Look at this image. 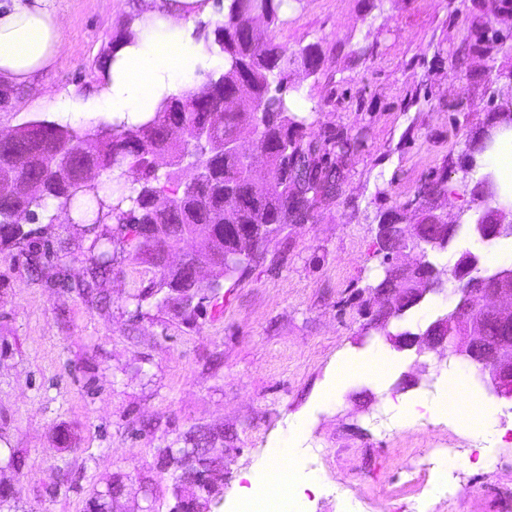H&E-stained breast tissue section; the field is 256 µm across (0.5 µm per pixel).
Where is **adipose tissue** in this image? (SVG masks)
Listing matches in <instances>:
<instances>
[{
  "instance_id": "adipose-tissue-1",
  "label": "adipose tissue",
  "mask_w": 512,
  "mask_h": 512,
  "mask_svg": "<svg viewBox=\"0 0 512 512\" xmlns=\"http://www.w3.org/2000/svg\"><path fill=\"white\" fill-rule=\"evenodd\" d=\"M213 0H155L117 43L104 67L106 86L94 105L112 118L136 123L155 112L159 101L195 85L223 64L208 51L202 23L214 19ZM62 49L61 23L54 0H0V79L30 85ZM473 179L494 172L503 203L512 204V129L493 149L478 153ZM249 490L273 485L298 492L311 481L291 460L278 468L250 473Z\"/></svg>"
}]
</instances>
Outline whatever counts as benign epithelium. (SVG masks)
<instances>
[{"instance_id":"7a95c632","label":"benign epithelium","mask_w":512,"mask_h":512,"mask_svg":"<svg viewBox=\"0 0 512 512\" xmlns=\"http://www.w3.org/2000/svg\"><path fill=\"white\" fill-rule=\"evenodd\" d=\"M456 224H407L400 226V240L407 250L412 244L434 243L449 246L457 236ZM474 232L482 240L512 237L511 224H476ZM480 265L475 253L463 252L452 272L453 278L467 282ZM198 261L183 258L176 268L188 273L192 286L187 295L197 298L202 292L198 276ZM400 275L421 288H379L372 291L373 302L393 317H400L407 308L419 304L429 293L444 291L443 280L429 277L425 263L415 259L397 266ZM461 299L454 313L439 319L417 333L389 337L400 351H448L476 369L481 379L498 398L512 401V267L495 272L491 288H462Z\"/></svg>"}]
</instances>
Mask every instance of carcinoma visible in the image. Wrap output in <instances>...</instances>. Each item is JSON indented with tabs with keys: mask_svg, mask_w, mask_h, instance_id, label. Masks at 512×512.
<instances>
[{
	"mask_svg": "<svg viewBox=\"0 0 512 512\" xmlns=\"http://www.w3.org/2000/svg\"><path fill=\"white\" fill-rule=\"evenodd\" d=\"M286 0H216L224 6V19L215 23L209 48L224 56V70L212 71L202 84L177 96L165 98L155 115L138 125L104 124L84 134L55 121L40 120L37 132L24 123L14 140L0 144L18 157L16 176L38 184L40 192L24 198L0 191V242L19 243L32 231L14 222V212L29 210L33 217L47 211L48 202L73 210L78 222L88 226L116 224L127 242L128 257L158 269L153 288L133 296L136 310L157 297L183 321L196 318L208 301L188 307L181 288L184 273L163 265L172 251H186L196 227L208 229L206 257L215 271V281L242 278L253 265L265 260L267 244L290 224H312L318 209L343 194L345 159L361 142L345 128L313 132L314 122L292 111L288 104V78L304 69L320 70L317 47L307 45L288 51L268 35V27L281 22ZM481 17L475 40L467 50L495 59L507 36L493 25L505 9L499 0L480 4ZM248 100L250 108L240 109ZM481 127L512 125V106L490 103ZM109 136L96 139L101 130ZM207 131L202 140L199 132ZM252 138L264 152L267 173L252 179L238 156L218 151L235 139ZM69 143L67 156L59 158L58 142ZM164 155L172 165L187 158L201 166L204 177L192 184L179 181L176 171L160 177L154 159ZM87 159L98 163L107 179L90 186L76 184L78 167ZM448 160L432 171L417 188L421 224L434 223L432 202L448 195ZM388 224L386 236L377 238L378 252L399 242L392 225L401 223L394 208L379 216ZM112 260L105 254L89 262L81 284L91 296L98 284L112 275ZM378 288H410L412 284L386 265ZM224 438V430H197L190 436L191 449L163 448L156 457L158 467L172 475L173 496L186 512L209 493L201 475L210 460V448ZM121 486L112 482L97 490L88 501V512H112Z\"/></svg>",
	"mask_w": 512,
	"mask_h": 512,
	"instance_id": "obj_1",
	"label": "carcinoma"
}]
</instances>
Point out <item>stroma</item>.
I'll return each mask as SVG.
<instances>
[{
	"mask_svg": "<svg viewBox=\"0 0 512 512\" xmlns=\"http://www.w3.org/2000/svg\"><path fill=\"white\" fill-rule=\"evenodd\" d=\"M146 0H56L63 45L36 84L16 90L0 130L48 119L85 133L102 112L64 114L59 96L83 104L103 83L101 56ZM480 19L479 0H290L272 30L288 50L317 45L318 74L297 71L316 129L344 127L361 146L346 166L344 194L314 223L294 224L267 245L265 261L223 281L213 303L183 322L151 298L132 297L159 279L156 268L123 259L111 226L97 236L50 204L35 238L0 247V448L20 470H0L16 494L0 512H85L93 491L118 476L125 494L112 512L152 504L169 512L173 480L159 449L180 448L201 426L224 429V492L212 512H238L243 473L266 467L289 417L305 431L292 454L312 477L309 512H512V401L481 381L449 394L457 357L395 349L362 314L380 274L381 212L412 199L445 158L460 164L483 118L492 65L512 67V38L496 61L463 54ZM463 224L439 264L452 268L481 210L464 193L440 200ZM118 261L87 300L78 285L98 252ZM427 294L389 330L429 324L458 298L453 281ZM388 330V331H389ZM389 356L381 378L336 369L351 357ZM429 372H421L422 364ZM417 382L400 388L405 373ZM429 405L426 421L404 423L393 401ZM491 403L495 433L477 442L468 424ZM487 447L484 461L469 452ZM431 448L456 483L420 493L407 465Z\"/></svg>",
	"mask_w": 512,
	"mask_h": 512,
	"instance_id": "obj_1",
	"label": "stroma"
}]
</instances>
